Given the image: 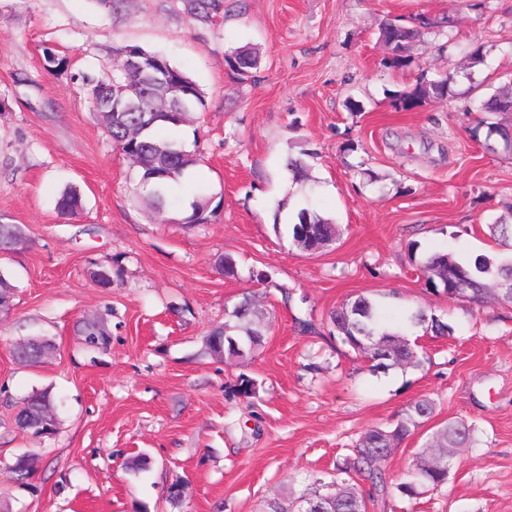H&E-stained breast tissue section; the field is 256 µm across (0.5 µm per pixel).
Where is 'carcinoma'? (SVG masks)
Wrapping results in <instances>:
<instances>
[{
    "mask_svg": "<svg viewBox=\"0 0 512 512\" xmlns=\"http://www.w3.org/2000/svg\"><path fill=\"white\" fill-rule=\"evenodd\" d=\"M184 12L197 24L205 26L224 14V0H183ZM418 28H406L393 21H387L380 29V38L391 51L390 62L399 65L405 61L404 53L409 42L420 34V30L431 28V22L424 16L416 18ZM150 60H159L172 76L181 84L183 92L176 95L154 94L137 87L136 74L122 64H117L112 75L99 77L85 74L83 87L91 100L101 104L100 118L106 133L112 139V146L121 155L134 152L140 155L139 167L143 183L133 191V197L148 202L155 210L164 209L168 188L177 183L187 172L196 166L199 158L186 149L184 141L174 136H159L161 128H178L186 122L187 115L205 109V101L198 85L179 67L166 57L145 52ZM228 69L242 82L253 78L259 65L258 53L252 47L233 48L224 54ZM454 76L445 74L434 80L422 81L411 92L399 96L406 106L431 98H442L448 93ZM133 97L134 109L116 106V99ZM489 112H512V91H502L492 96L485 104ZM82 206L80 193L69 188L57 201L62 214H70ZM192 212L183 218L189 226L206 224L209 220L208 205L201 201L191 204ZM336 231L332 222L317 216L307 208L297 214V222L291 225V235L295 242L302 239L313 244ZM25 238L22 229L16 224H0V251H17ZM420 270L426 278V285L437 287V282L465 275V282L459 288L460 294L468 300H476L487 291L486 280L493 279L504 283L512 276V258L498 262L479 254L469 260L457 259L450 252L435 251L424 257ZM262 312L256 308L250 297H245L229 313L224 325L213 329L207 337L206 346L210 354L223 356L229 360L245 359L263 340L261 331L253 326L261 318ZM330 334L354 352L369 357L367 346L379 345L386 358L382 364H373L372 369L384 372L392 368L418 369L425 357L410 341L408 332L422 327L435 336L450 337L454 327L423 309H418L408 317L407 326L392 328L386 324V317L376 302L360 296L353 302L344 304L330 312ZM79 331L87 351L94 352L106 347L111 333L105 319L79 322ZM54 348L45 338H30L25 344H16L14 355L23 362L34 363ZM257 383L242 373L230 389L233 397L249 399L256 394ZM435 413V404L429 399H419L409 403L390 422L368 429L352 448L353 454L345 458L339 471L363 477L365 485L360 487L348 480L334 481L329 491L318 493L312 498H304L305 506L295 510L284 506L274 498L267 504V512H367V503L379 497L399 495L409 499L420 494L424 487L438 488L448 482V472L452 466L455 450L469 445L474 440L475 426L462 420H450L442 424L432 435L431 452L412 465L406 478L399 483H390L381 463L417 430L423 427ZM17 427L40 437L55 432L57 415L54 412L53 397L50 391L34 390L28 395L14 417Z\"/></svg>",
    "mask_w": 512,
    "mask_h": 512,
    "instance_id": "carcinoma-1",
    "label": "carcinoma"
}]
</instances>
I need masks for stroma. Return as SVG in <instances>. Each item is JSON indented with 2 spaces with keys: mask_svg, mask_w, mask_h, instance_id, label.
Masks as SVG:
<instances>
[{
  "mask_svg": "<svg viewBox=\"0 0 512 512\" xmlns=\"http://www.w3.org/2000/svg\"><path fill=\"white\" fill-rule=\"evenodd\" d=\"M441 21L398 67L379 39L386 18ZM261 57L242 82L225 51ZM166 56L201 89L206 106L185 126L200 157L192 199L209 223L164 215L132 198L139 171L112 147L82 86L111 72L124 47ZM481 47L483 61L467 52ZM52 49L67 61L56 70ZM449 73L447 97L402 109L397 96ZM512 82V0H225L200 27L182 0H0V224L21 225L28 249L0 261L15 285L0 314V503L9 512H263L266 500L311 495L339 479L369 428L411 401L433 399V424L462 419L477 439L457 449L448 483L416 498L389 496L368 512H512V302L476 306L432 291L418 265L433 251L511 257L488 226L512 210V148L475 134L481 101ZM304 155L293 181L288 156ZM76 188L77 213L57 209ZM337 227L322 251L303 252L285 228L301 208ZM417 243L416 254L407 246ZM233 257L238 275L219 261ZM115 264L112 287L89 277ZM269 274L268 282L255 279ZM265 317L264 341L236 364L207 354L208 332L244 293ZM365 295L393 317L421 308L449 320L453 337L411 334L428 358L417 370L372 372L329 336L331 310ZM111 312L112 343L86 357L74 331ZM310 320L316 333H302ZM53 355L18 363L23 339ZM250 399L228 396L239 374ZM51 389L54 435L13 423L35 389ZM35 459L18 485L16 455ZM149 457L151 468L128 463ZM182 500L167 497L171 484Z\"/></svg>",
  "mask_w": 512,
  "mask_h": 512,
  "instance_id": "1",
  "label": "stroma"
}]
</instances>
